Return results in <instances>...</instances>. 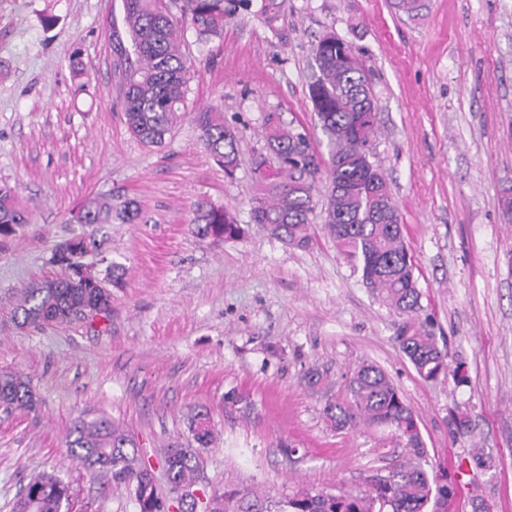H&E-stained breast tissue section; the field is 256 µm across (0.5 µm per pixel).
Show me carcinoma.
<instances>
[{"label":"carcinoma","mask_w":512,"mask_h":512,"mask_svg":"<svg viewBox=\"0 0 512 512\" xmlns=\"http://www.w3.org/2000/svg\"><path fill=\"white\" fill-rule=\"evenodd\" d=\"M252 0H181L179 14L167 0H123L124 24L132 49L115 38L116 66L124 77L121 100L126 124L143 143L160 146L177 124L188 91L189 67L178 41V30L189 25L205 45L224 32V23ZM317 75L309 96L317 125L327 141V155L313 146L305 127L285 125L274 112L264 117V144L252 159V222L270 236L295 248L312 241V216L324 213V228L341 255L361 273L379 300L402 316L396 341L425 381L450 376L466 382L461 366L450 367L439 347L433 318L424 313L415 265L404 240L401 216L381 167L373 161L376 98L363 64L336 34L314 45ZM205 151L232 177L239 167L237 135L224 124V113L213 106L197 115ZM327 175L331 189L323 204L316 184ZM195 232L201 237L235 239L244 229L224 208L207 201L193 207ZM141 211L132 199L94 196L74 212L71 222L137 224ZM34 223V214L18 201L16 190L0 185V236L20 224ZM106 240L96 233L58 243L50 263L61 267L53 277L32 283L12 310L21 327L68 325L95 311L108 315L110 287L122 283L124 266L107 261ZM107 263L104 277L91 270ZM349 398L324 406L326 421L336 430L386 426L394 431L402 459L384 476L369 479L364 493L304 489L279 501L256 493L229 490L207 500L204 512H439L437 505L454 495L455 483L443 482L426 469L427 448L416 416L385 371L372 362L358 365L348 379ZM37 400L29 380L17 373L0 374V407L33 410ZM190 447L172 444L162 458L168 486L190 487L197 479V449L214 439L208 412L197 411L190 423ZM71 459L91 478L107 477L133 487L139 512H164L151 464L137 457L134 441L112 421L83 419L69 433ZM70 488L53 472L29 477L15 501V512H62Z\"/></svg>","instance_id":"carcinoma-1"}]
</instances>
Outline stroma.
Listing matches in <instances>:
<instances>
[{
	"label": "stroma",
	"instance_id": "1",
	"mask_svg": "<svg viewBox=\"0 0 512 512\" xmlns=\"http://www.w3.org/2000/svg\"><path fill=\"white\" fill-rule=\"evenodd\" d=\"M252 0L190 66L184 111L161 146L127 129L112 31L122 0H0V183L34 223L0 238V372L27 377L32 411L0 410V512L35 473L68 482L72 512H139L133 490L76 469L73 423L105 417L159 465L207 410L200 497L253 488L273 499L304 488L361 493L394 463L386 427L332 429L352 369L380 366L415 412L435 471L464 469L447 512L482 495L512 512V0H277L275 22ZM334 32L363 63L378 105L374 159L385 172L414 256L422 304L449 364L468 381L418 376L395 340L399 318L336 250L321 222L306 249L250 222L251 159L266 113L302 123L318 151L309 84L313 46ZM220 106L238 134L235 177L205 152L197 112ZM135 199L143 221L109 224L108 260L127 269L112 313L41 330L10 317L22 288L57 274L55 243L83 233L68 218L87 197ZM205 200L245 226L237 240L195 233ZM318 370L320 384L306 382ZM466 411L459 435L452 409ZM487 466H475L474 449Z\"/></svg>",
	"mask_w": 512,
	"mask_h": 512
}]
</instances>
